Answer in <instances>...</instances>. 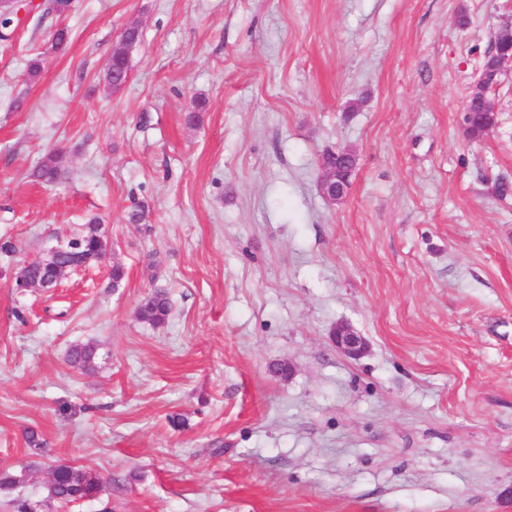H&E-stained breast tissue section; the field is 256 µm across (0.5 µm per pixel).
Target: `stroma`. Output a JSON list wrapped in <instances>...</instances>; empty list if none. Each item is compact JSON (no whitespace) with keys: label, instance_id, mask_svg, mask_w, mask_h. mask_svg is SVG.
<instances>
[{"label":"stroma","instance_id":"35a3bbf8","mask_svg":"<svg viewBox=\"0 0 512 512\" xmlns=\"http://www.w3.org/2000/svg\"><path fill=\"white\" fill-rule=\"evenodd\" d=\"M510 17L512 0H74L11 28L0 470L27 477L0 512H512V68L494 128L463 130ZM343 148L333 203L320 164ZM53 152L65 174L45 184ZM93 220L105 261L12 288ZM154 290L172 304L158 327L136 316ZM339 322L368 354L336 348ZM87 342L88 373L67 361ZM59 464L100 497L48 500ZM131 30H140L138 24H130L122 33L126 34ZM141 38V34L139 32H129L125 36H123L117 44L114 46L111 55V62L113 60L114 66L117 68V71L120 73L119 75L114 74L112 71V63L109 68H107L105 72V82L109 88H113L118 90L124 83L123 75L126 76L127 71L130 68V60L128 56L129 46L135 42L139 41ZM129 74V73H128ZM128 74L126 78H128ZM61 162L62 159L57 152L50 153L39 162L32 175L44 183H56L63 169ZM353 168L354 167L350 165L348 168L341 170L322 164L319 179L321 194L331 201L342 200L350 185V177Z\"/></svg>","mask_w":512,"mask_h":512}]
</instances>
